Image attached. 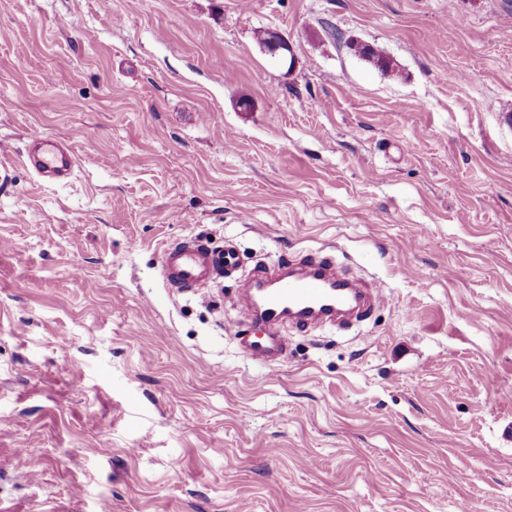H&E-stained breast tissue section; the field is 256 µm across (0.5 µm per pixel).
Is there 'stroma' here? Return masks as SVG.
Masks as SVG:
<instances>
[{"mask_svg":"<svg viewBox=\"0 0 512 512\" xmlns=\"http://www.w3.org/2000/svg\"><path fill=\"white\" fill-rule=\"evenodd\" d=\"M195 236L243 266L169 292ZM310 253L387 304L253 363L229 297ZM105 503L512 512V0H0V512ZM39 178L47 182L69 179L76 167V158L69 145L58 139L32 134L24 160Z\"/></svg>","mask_w":512,"mask_h":512,"instance_id":"35a3bbf8","label":"stroma"}]
</instances>
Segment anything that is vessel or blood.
Returning <instances> with one entry per match:
<instances>
[{"mask_svg": "<svg viewBox=\"0 0 512 512\" xmlns=\"http://www.w3.org/2000/svg\"><path fill=\"white\" fill-rule=\"evenodd\" d=\"M25 164L44 181L63 182L72 176L76 158L67 143L35 133L29 138ZM161 263L166 288L198 295L217 279L236 272L240 259L233 247L215 249L207 239L194 237L168 245ZM338 283L334 263L326 258L306 260L285 274L273 269L254 273L251 284L263 292L251 326L241 338L248 358L265 364L285 350L278 333L282 323L309 330L321 322L364 314L368 305L364 290L353 285L342 293Z\"/></svg>", "mask_w": 512, "mask_h": 512, "instance_id": "1", "label": "vessel or blood"}]
</instances>
